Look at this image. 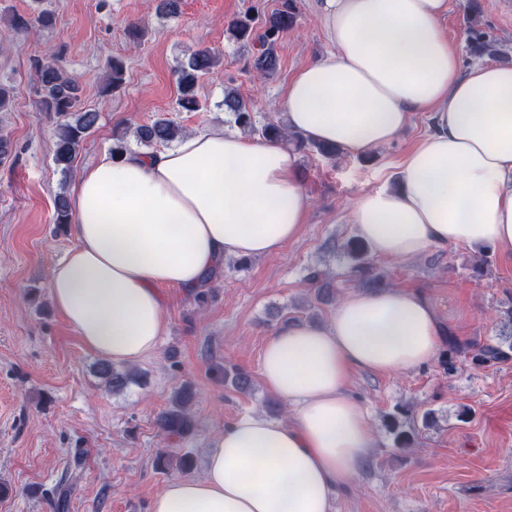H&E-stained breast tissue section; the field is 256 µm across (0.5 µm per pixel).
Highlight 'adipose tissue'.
Listing matches in <instances>:
<instances>
[{
	"label": "adipose tissue",
	"instance_id": "adipose-tissue-1",
	"mask_svg": "<svg viewBox=\"0 0 512 512\" xmlns=\"http://www.w3.org/2000/svg\"><path fill=\"white\" fill-rule=\"evenodd\" d=\"M447 12L448 0H319L332 49L282 97L292 131L353 156L431 113L396 186L354 204L355 234L378 257L460 245L512 253V65L462 70L440 25ZM74 199L77 244L51 271L50 300L87 349L126 364L167 329L163 289L198 286L229 254L277 252L309 210L297 153L221 126L151 154L102 156ZM442 336L431 304L396 288L350 292L321 327L279 325L260 376L291 421L234 420L214 436L202 477L171 480L148 512H335L372 448L352 374L425 366Z\"/></svg>",
	"mask_w": 512,
	"mask_h": 512
}]
</instances>
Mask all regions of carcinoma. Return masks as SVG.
I'll use <instances>...</instances> for the list:
<instances>
[{
	"mask_svg": "<svg viewBox=\"0 0 512 512\" xmlns=\"http://www.w3.org/2000/svg\"><path fill=\"white\" fill-rule=\"evenodd\" d=\"M297 21L295 0H283L280 8L264 16L261 22L249 15L238 17L228 25L229 34L239 41L253 44L256 51L252 57V68L261 77L273 75L278 68L277 40L279 35L292 28ZM55 24V15L48 9H42L35 15L16 14L12 19L15 29L28 32L32 29H48ZM219 62V57L209 50H200L181 64L177 70L178 104L187 112H195L200 108L198 100V82L200 76ZM125 62L122 56L114 55L108 63V74L104 90L115 91L124 82ZM41 111L52 113L57 118L55 131L54 162L62 172L70 171L81 143L95 127L98 112L80 106L86 93L82 82L71 74L61 60L53 58L45 62H37V88ZM224 111L228 112L234 124L251 132L260 131L262 137L273 141H291L299 150L313 147L325 158L336 155L338 148L320 144H308L300 135L288 133V129L279 123H268L261 128L254 125L252 112L244 99L233 88L224 91ZM141 143L150 146L156 143L168 144L184 137L183 129L168 118L156 120L150 125L136 128ZM344 250L352 261V268L359 284L371 290L389 287V283L381 275L374 272L368 257V248L358 239H350L344 244ZM335 300V292L322 284L316 289V299L306 301L302 310L309 316L316 315L317 304L331 303ZM502 323L499 337L493 343L474 344L470 348L471 361L476 366H490L512 358V305L499 309ZM99 373L112 389H121L133 379L130 371L120 372L111 363L102 361L98 365ZM224 383L235 390L246 392L252 389L253 380L244 371H224ZM193 399L190 388H182L176 395L171 408L160 414L157 419L159 429L170 437L183 438L193 429L188 404ZM387 427L395 434L396 441L403 447L410 445L412 435L402 429L399 418L387 419ZM73 469L70 470L67 483L61 487L57 509L65 512L67 500L77 469L82 462V453L76 451L72 457Z\"/></svg>",
	"mask_w": 512,
	"mask_h": 512,
	"instance_id": "cac0c4a2",
	"label": "carcinoma"
}]
</instances>
